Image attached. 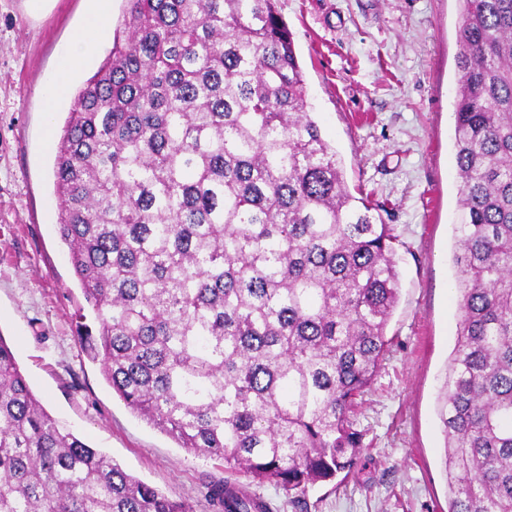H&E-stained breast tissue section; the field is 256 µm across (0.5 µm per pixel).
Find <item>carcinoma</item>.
Returning <instances> with one entry per match:
<instances>
[{
  "label": "carcinoma",
  "mask_w": 512,
  "mask_h": 512,
  "mask_svg": "<svg viewBox=\"0 0 512 512\" xmlns=\"http://www.w3.org/2000/svg\"><path fill=\"white\" fill-rule=\"evenodd\" d=\"M448 512H512V0H458ZM55 158L84 352L187 453L287 495L349 475L389 350L393 228L307 109L278 0H127ZM218 512H269L237 483ZM0 512H193L42 405L0 335Z\"/></svg>",
  "instance_id": "cac0c4a2"
}]
</instances>
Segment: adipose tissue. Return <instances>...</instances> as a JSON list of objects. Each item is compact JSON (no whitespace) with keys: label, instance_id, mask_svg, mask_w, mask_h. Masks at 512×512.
<instances>
[{"label":"adipose tissue","instance_id":"1","mask_svg":"<svg viewBox=\"0 0 512 512\" xmlns=\"http://www.w3.org/2000/svg\"><path fill=\"white\" fill-rule=\"evenodd\" d=\"M112 0H92L84 25L75 30L63 51L56 71L43 83L40 93L47 112H54L64 99L72 77L94 56L110 37Z\"/></svg>","mask_w":512,"mask_h":512}]
</instances>
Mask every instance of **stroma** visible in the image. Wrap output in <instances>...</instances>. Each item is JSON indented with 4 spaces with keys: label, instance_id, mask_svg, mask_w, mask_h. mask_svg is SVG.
Masks as SVG:
<instances>
[{
    "label": "stroma",
    "instance_id": "obj_1",
    "mask_svg": "<svg viewBox=\"0 0 512 512\" xmlns=\"http://www.w3.org/2000/svg\"><path fill=\"white\" fill-rule=\"evenodd\" d=\"M0 0V336L46 410L129 474L193 512H215L221 460L190 455L112 393L81 349L75 316L87 304L56 232L54 152L92 70L53 118L39 87L88 0H53L31 16ZM304 71L309 110L336 150L350 192L378 204L397 237L399 300L391 341L357 417L364 449L338 485L290 497L239 483L269 512H448L438 397L455 346L452 287L457 219L454 112L457 0H279Z\"/></svg>",
    "mask_w": 512,
    "mask_h": 512
}]
</instances>
